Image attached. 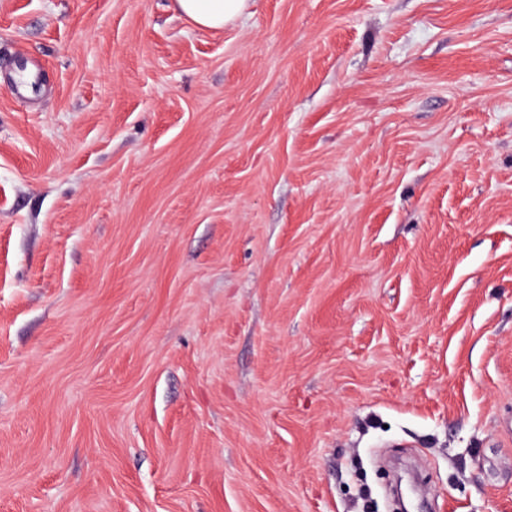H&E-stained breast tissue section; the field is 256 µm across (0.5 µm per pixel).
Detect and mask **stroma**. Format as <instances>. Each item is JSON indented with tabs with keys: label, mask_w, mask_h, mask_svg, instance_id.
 <instances>
[{
	"label": "stroma",
	"mask_w": 512,
	"mask_h": 512,
	"mask_svg": "<svg viewBox=\"0 0 512 512\" xmlns=\"http://www.w3.org/2000/svg\"><path fill=\"white\" fill-rule=\"evenodd\" d=\"M512 0H0V512H512ZM249 0H176L178 10L203 29H220L249 7Z\"/></svg>",
	"instance_id": "1"
}]
</instances>
